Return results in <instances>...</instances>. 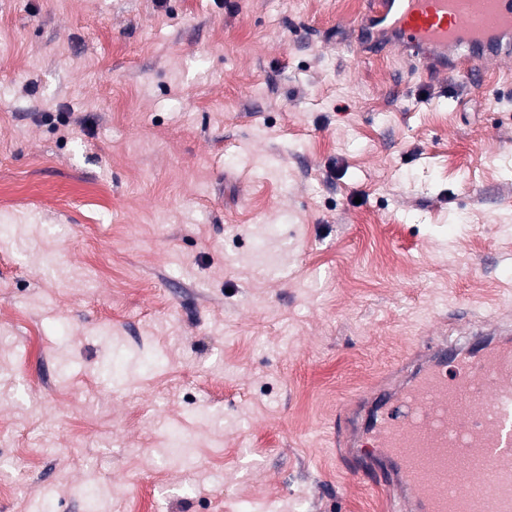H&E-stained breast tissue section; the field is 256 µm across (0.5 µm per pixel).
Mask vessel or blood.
<instances>
[{
  "instance_id": "1",
  "label": "vessel or blood",
  "mask_w": 512,
  "mask_h": 512,
  "mask_svg": "<svg viewBox=\"0 0 512 512\" xmlns=\"http://www.w3.org/2000/svg\"><path fill=\"white\" fill-rule=\"evenodd\" d=\"M369 11L404 47L429 49L422 66L438 73L479 80L488 59L512 55V0H371ZM336 426L342 466L367 478L390 512H512V321L471 326L460 340L422 337L396 388L352 394ZM363 435L372 447L360 448ZM412 448L443 467L449 449H463L490 477L486 497L425 484L408 462Z\"/></svg>"
}]
</instances>
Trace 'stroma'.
<instances>
[{
    "mask_svg": "<svg viewBox=\"0 0 512 512\" xmlns=\"http://www.w3.org/2000/svg\"><path fill=\"white\" fill-rule=\"evenodd\" d=\"M366 2L0 0V512H382L336 408L512 312V59Z\"/></svg>",
    "mask_w": 512,
    "mask_h": 512,
    "instance_id": "35a3bbf8",
    "label": "stroma"
}]
</instances>
